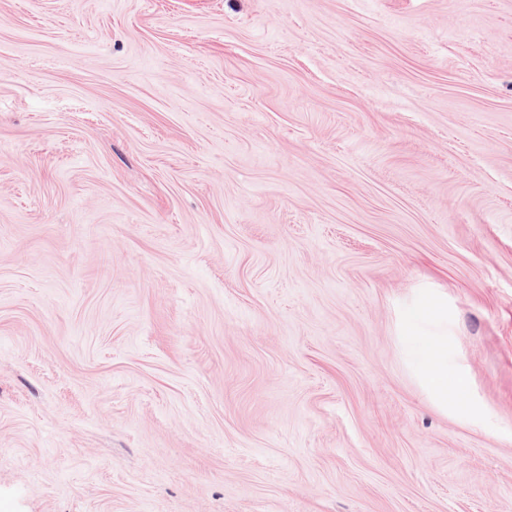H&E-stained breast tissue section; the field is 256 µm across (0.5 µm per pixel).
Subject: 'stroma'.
I'll list each match as a JSON object with an SVG mask.
<instances>
[{"label":"stroma","instance_id":"obj_1","mask_svg":"<svg viewBox=\"0 0 512 512\" xmlns=\"http://www.w3.org/2000/svg\"><path fill=\"white\" fill-rule=\"evenodd\" d=\"M0 512H512V0H0ZM399 341L426 395L443 411L466 396L467 379L448 364V297L424 290L400 313Z\"/></svg>","mask_w":512,"mask_h":512}]
</instances>
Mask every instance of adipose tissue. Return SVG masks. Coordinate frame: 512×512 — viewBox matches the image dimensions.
Instances as JSON below:
<instances>
[{"label": "adipose tissue", "instance_id": "ef3b65f1", "mask_svg": "<svg viewBox=\"0 0 512 512\" xmlns=\"http://www.w3.org/2000/svg\"><path fill=\"white\" fill-rule=\"evenodd\" d=\"M399 341L426 395L439 409L464 398L467 379L448 364V298L423 291L400 313Z\"/></svg>", "mask_w": 512, "mask_h": 512}]
</instances>
